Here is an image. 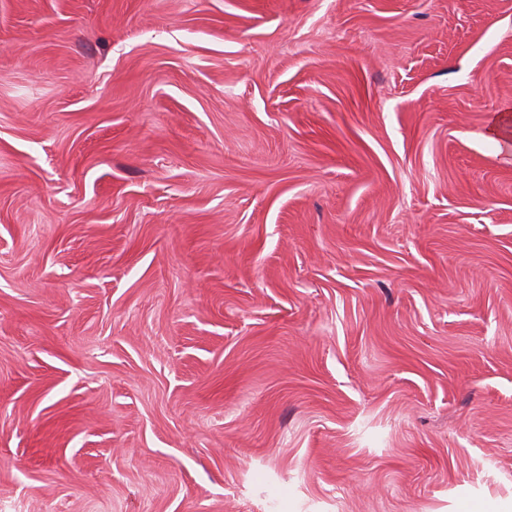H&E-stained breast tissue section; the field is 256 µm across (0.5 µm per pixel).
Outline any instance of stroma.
Segmentation results:
<instances>
[{"label":"stroma","instance_id":"obj_1","mask_svg":"<svg viewBox=\"0 0 512 512\" xmlns=\"http://www.w3.org/2000/svg\"><path fill=\"white\" fill-rule=\"evenodd\" d=\"M510 140L512 0H0V512H512Z\"/></svg>","mask_w":512,"mask_h":512}]
</instances>
